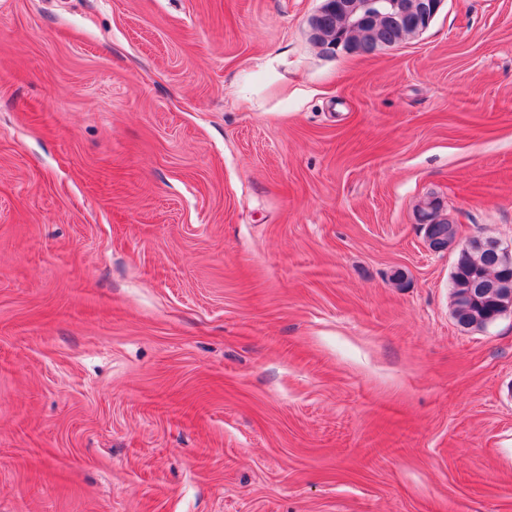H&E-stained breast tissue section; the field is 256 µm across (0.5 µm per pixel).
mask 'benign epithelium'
<instances>
[{"instance_id":"7a95c632","label":"benign epithelium","mask_w":512,"mask_h":512,"mask_svg":"<svg viewBox=\"0 0 512 512\" xmlns=\"http://www.w3.org/2000/svg\"><path fill=\"white\" fill-rule=\"evenodd\" d=\"M445 0H322L309 19L310 37L323 52L338 48L371 56L388 47L379 32L385 27L422 34L439 13ZM481 247L496 253L503 269H512V246L497 240L473 239L461 247L465 253Z\"/></svg>"}]
</instances>
